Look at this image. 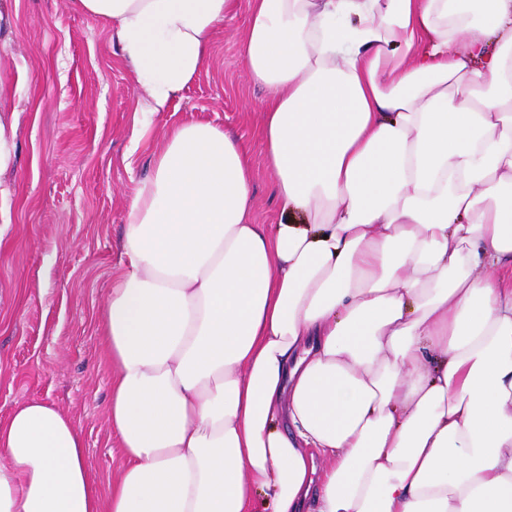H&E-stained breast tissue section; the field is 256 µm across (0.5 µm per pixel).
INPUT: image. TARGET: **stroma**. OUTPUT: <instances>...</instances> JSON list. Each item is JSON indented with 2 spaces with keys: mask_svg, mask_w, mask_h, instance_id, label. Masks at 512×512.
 Instances as JSON below:
<instances>
[{
  "mask_svg": "<svg viewBox=\"0 0 512 512\" xmlns=\"http://www.w3.org/2000/svg\"><path fill=\"white\" fill-rule=\"evenodd\" d=\"M0 115L17 125L0 175L12 222L0 245V418L30 399L56 404L80 430L99 478L121 463L106 408L111 370L99 315L123 268L130 198L152 174V151L190 122L232 131L251 155L255 221L280 209L256 130L266 92L240 51L247 9L225 19L179 100L157 113L138 151L129 126L143 91L111 28L72 0H0Z\"/></svg>",
  "mask_w": 512,
  "mask_h": 512,
  "instance_id": "35a3bbf8",
  "label": "stroma"
}]
</instances>
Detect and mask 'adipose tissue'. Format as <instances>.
<instances>
[{
    "label": "adipose tissue",
    "mask_w": 512,
    "mask_h": 512,
    "mask_svg": "<svg viewBox=\"0 0 512 512\" xmlns=\"http://www.w3.org/2000/svg\"><path fill=\"white\" fill-rule=\"evenodd\" d=\"M145 94L239 0H75ZM247 152L170 130L100 314L122 464L58 406L0 419V512H512V0H248Z\"/></svg>",
    "instance_id": "ef3b65f1"
}]
</instances>
